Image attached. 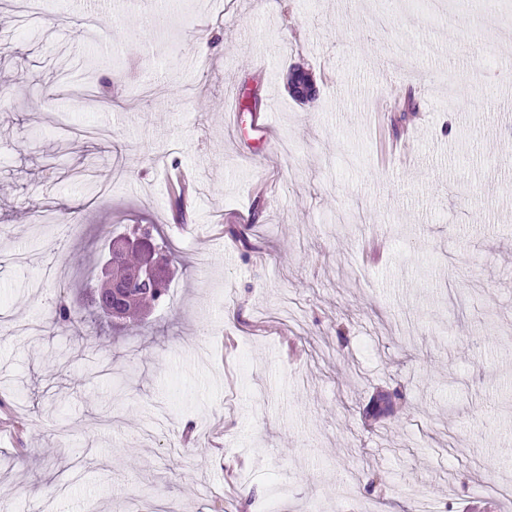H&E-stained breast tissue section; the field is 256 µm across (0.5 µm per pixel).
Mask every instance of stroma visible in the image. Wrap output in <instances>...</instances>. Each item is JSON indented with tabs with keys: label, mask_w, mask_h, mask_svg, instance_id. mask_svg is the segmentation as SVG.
Listing matches in <instances>:
<instances>
[{
	"label": "stroma",
	"mask_w": 512,
	"mask_h": 512,
	"mask_svg": "<svg viewBox=\"0 0 512 512\" xmlns=\"http://www.w3.org/2000/svg\"><path fill=\"white\" fill-rule=\"evenodd\" d=\"M226 3L0 0V512H512V0ZM252 84L266 144L224 123ZM134 224L177 264L121 329L80 291Z\"/></svg>",
	"instance_id": "stroma-1"
}]
</instances>
